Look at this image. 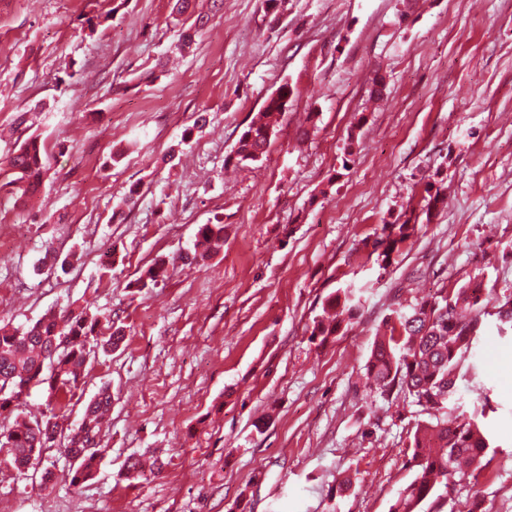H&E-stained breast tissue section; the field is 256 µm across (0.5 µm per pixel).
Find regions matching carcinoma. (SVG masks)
<instances>
[{
	"instance_id": "carcinoma-1",
	"label": "carcinoma",
	"mask_w": 512,
	"mask_h": 512,
	"mask_svg": "<svg viewBox=\"0 0 512 512\" xmlns=\"http://www.w3.org/2000/svg\"><path fill=\"white\" fill-rule=\"evenodd\" d=\"M293 88L284 82L264 103L258 120L241 132L224 163L249 166L259 162L275 136L288 108ZM49 155L36 133L28 134L8 158L17 186L16 201L27 204L42 192ZM421 214L430 219L432 211L446 197V189L426 183ZM419 214V215H421ZM419 215L382 225L369 255L379 268L387 270L399 256L402 245L414 234ZM224 238V224L218 219L199 226L193 248L184 260L197 265L209 260L215 245ZM162 259L144 268L127 287L138 292L163 280ZM495 309L489 313V309ZM361 302L350 288L331 292L322 314L312 321L310 340L321 347L344 335L348 325L360 316ZM503 326L512 327V292L484 287L478 277L458 288H443L436 295L408 307L399 306L382 322L383 333L374 337L366 363L370 392L383 399L402 395L421 408L427 419L419 420L409 434V463L414 478L398 494L390 512H424L423 505L437 502L448 493L455 476L466 474L479 482L495 455L482 418L489 408L483 392L474 399L469 415L454 416L449 402L459 391V382L478 377L488 366L476 358V346L484 334L487 315ZM125 331L115 325L112 312L77 306L48 313L22 328L0 326V447L8 448L0 458V469L23 471L32 461L56 446L61 409L49 407L41 418L24 417L25 397L30 389L43 385L60 397L74 395L84 378L90 359L87 345L105 354L118 348ZM112 408V393L103 387L85 405L78 424L70 430L64 452L71 455L70 483L81 484L98 470L107 448L103 444L104 416Z\"/></svg>"
}]
</instances>
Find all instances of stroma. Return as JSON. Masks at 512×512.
I'll use <instances>...</instances> for the list:
<instances>
[{"label": "stroma", "instance_id": "obj_1", "mask_svg": "<svg viewBox=\"0 0 512 512\" xmlns=\"http://www.w3.org/2000/svg\"><path fill=\"white\" fill-rule=\"evenodd\" d=\"M196 4L209 21L176 57L171 0H0V322L88 303L126 331L118 350L91 352L82 398L63 411L73 427L84 400L112 391L95 477L71 485L69 459L50 449L0 471V512H389L414 477L404 449L419 412L366 394L378 326L396 304L478 273L512 291V0H287L275 26L264 0ZM91 16L105 19L93 34ZM284 82L294 94L265 156L225 166ZM40 100L48 111H34ZM203 110L207 128L166 164ZM24 111L51 155L25 207L7 165ZM311 112L317 127L299 141ZM438 180L446 204L379 270L364 239ZM217 217L221 251L179 262ZM49 245L68 269L35 271ZM159 258L167 278L129 293ZM346 285L361 314L316 346L311 321ZM478 350L493 364L497 451L479 486L487 512H512V333L488 318ZM140 455L162 471L127 481ZM348 474L354 493L334 500Z\"/></svg>", "mask_w": 512, "mask_h": 512}]
</instances>
